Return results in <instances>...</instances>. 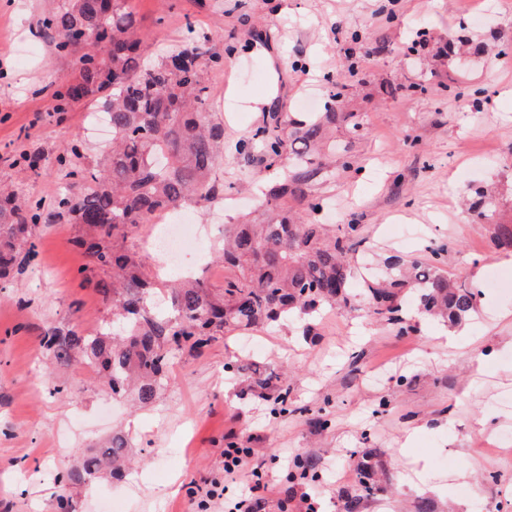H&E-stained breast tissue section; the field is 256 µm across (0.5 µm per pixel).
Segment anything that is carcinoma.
<instances>
[{
  "label": "carcinoma",
  "mask_w": 512,
  "mask_h": 512,
  "mask_svg": "<svg viewBox=\"0 0 512 512\" xmlns=\"http://www.w3.org/2000/svg\"><path fill=\"white\" fill-rule=\"evenodd\" d=\"M39 27L54 50L70 55L87 49L84 33L94 31L105 42L99 55L85 52L74 82L53 93L54 111L63 113L98 95L112 127V151L97 167L78 163L81 144L74 141L55 156L65 171L67 188L50 211L21 191L0 186V281L35 265L38 251L34 228L42 223L80 224L86 236L77 241L90 260V271L102 300L112 305V321L93 336L76 327L47 328L43 347L56 364L76 358L90 360L99 383L115 396L132 389L142 404L155 400L168 382L174 355L183 349L200 352L229 330H247L277 323L292 313L308 314L324 307L354 310L349 240L357 226L342 234L318 222L323 205L312 186L329 173L324 149L342 113L339 94L329 91V104L308 121L278 123L259 131L267 154L284 162V173L268 191L266 216L246 218L224 235L218 260L224 264V288L205 278L171 281L170 298L176 317H165L152 305L156 276L121 245L128 234L153 223L160 209L210 203L224 196V184L213 178L224 165V124L206 111L208 87L201 60L221 67L224 58L210 51L208 39L194 36L190 45L172 51L157 63L143 62L146 33L129 0H48ZM301 210L288 211V200ZM492 198L475 191L471 209L491 222ZM447 249H429L426 260H397L389 271L365 281L363 294L373 314L403 326L402 301L416 294L421 312L457 324L477 307L479 291L464 275H450L434 258ZM247 390L274 398L273 418L288 414V379L280 373L246 371ZM129 463L120 434L85 455L56 481L65 488L107 473L121 478ZM356 492L344 497L342 512H360L363 501L380 490L375 471L362 460L352 461Z\"/></svg>",
  "instance_id": "carcinoma-1"
}]
</instances>
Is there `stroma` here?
I'll list each match as a JSON object with an SVG mask.
<instances>
[{"label":"stroma","instance_id":"35a3bbf8","mask_svg":"<svg viewBox=\"0 0 512 512\" xmlns=\"http://www.w3.org/2000/svg\"><path fill=\"white\" fill-rule=\"evenodd\" d=\"M153 63L205 33L223 67H206L210 110L224 123L226 189L196 217L213 266L224 227L260 212L283 171L255 137L274 120H305L324 109L327 75L338 76L336 169L318 182L321 223L358 227L357 278L393 257L438 258L479 287L460 324L416 312L412 332L367 308L322 309L307 323L287 320L226 332L202 352L177 355L170 383L150 405L112 398L87 360L53 363L45 326L91 333L112 319L82 269L76 224L35 230L39 276L0 287V512H53L54 477L91 446L123 433L138 458L122 479H95L71 491L75 512H197L194 490L224 476V443L252 451L260 471L258 512H306L319 490L321 512H341L352 489L351 456L372 457L381 490L361 512H502L512 505V292L486 286L489 269L512 280V247L492 239L512 222V0H131ZM45 0H0V183L51 204L64 179L55 156L83 142L82 163L102 162L108 138L91 127L100 103L53 113V92L72 82L77 55L61 56L38 21ZM264 41L251 38L253 29ZM397 87L389 95L388 87ZM47 159L31 171L25 150ZM494 194L495 214L478 223L465 201ZM483 355L475 368L474 355ZM249 364L287 374L288 413L246 395L230 368ZM325 408L328 426L310 421ZM312 458L314 478L289 457Z\"/></svg>","mask_w":512,"mask_h":512}]
</instances>
